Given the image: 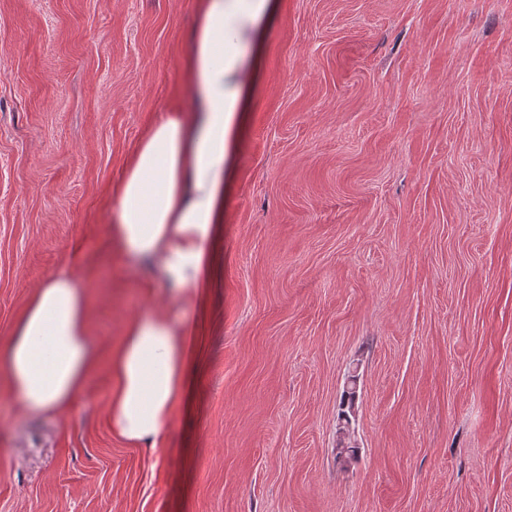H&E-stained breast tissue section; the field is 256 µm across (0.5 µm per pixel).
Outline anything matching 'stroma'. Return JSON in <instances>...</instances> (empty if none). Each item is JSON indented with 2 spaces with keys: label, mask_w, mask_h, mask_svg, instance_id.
Segmentation results:
<instances>
[{
  "label": "stroma",
  "mask_w": 512,
  "mask_h": 512,
  "mask_svg": "<svg viewBox=\"0 0 512 512\" xmlns=\"http://www.w3.org/2000/svg\"><path fill=\"white\" fill-rule=\"evenodd\" d=\"M196 6L0 0V347L62 271L101 356L169 307L108 226ZM218 251L164 447L105 366L56 416L0 380V512H512V0H280Z\"/></svg>",
  "instance_id": "35a3bbf8"
}]
</instances>
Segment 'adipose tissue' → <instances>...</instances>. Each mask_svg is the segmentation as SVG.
Listing matches in <instances>:
<instances>
[{"instance_id":"adipose-tissue-1","label":"adipose tissue","mask_w":512,"mask_h":512,"mask_svg":"<svg viewBox=\"0 0 512 512\" xmlns=\"http://www.w3.org/2000/svg\"><path fill=\"white\" fill-rule=\"evenodd\" d=\"M279 0H200L186 59L189 107L159 114L114 189L111 243L135 270L150 272L173 303L203 301L258 79L253 53ZM87 298L62 272L37 289L0 356V378L20 413L59 415L73 407L99 361ZM188 323L150 310L125 328L109 359L116 380L107 411L128 444L163 445L194 379Z\"/></svg>"}]
</instances>
